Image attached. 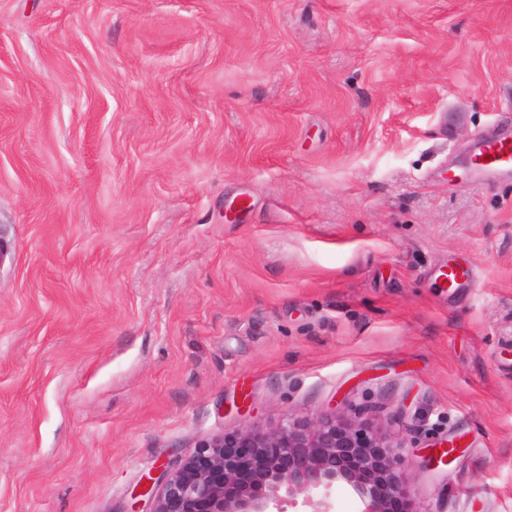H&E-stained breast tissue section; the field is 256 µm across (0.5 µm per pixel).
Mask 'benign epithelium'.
<instances>
[{
    "mask_svg": "<svg viewBox=\"0 0 512 512\" xmlns=\"http://www.w3.org/2000/svg\"><path fill=\"white\" fill-rule=\"evenodd\" d=\"M341 408L295 414L268 431L214 436L179 461L141 478L130 512H333L338 483L352 488L360 512H393L411 499L413 475L402 448Z\"/></svg>",
    "mask_w": 512,
    "mask_h": 512,
    "instance_id": "7a95c632",
    "label": "benign epithelium"
}]
</instances>
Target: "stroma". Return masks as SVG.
Returning <instances> with one entry per match:
<instances>
[{
    "label": "stroma",
    "instance_id": "obj_1",
    "mask_svg": "<svg viewBox=\"0 0 512 512\" xmlns=\"http://www.w3.org/2000/svg\"><path fill=\"white\" fill-rule=\"evenodd\" d=\"M493 127L512 0H0V512H128L335 407L406 438L423 512H512ZM472 161L473 174L479 178L512 176V137L481 135L475 141Z\"/></svg>",
    "mask_w": 512,
    "mask_h": 512
}]
</instances>
